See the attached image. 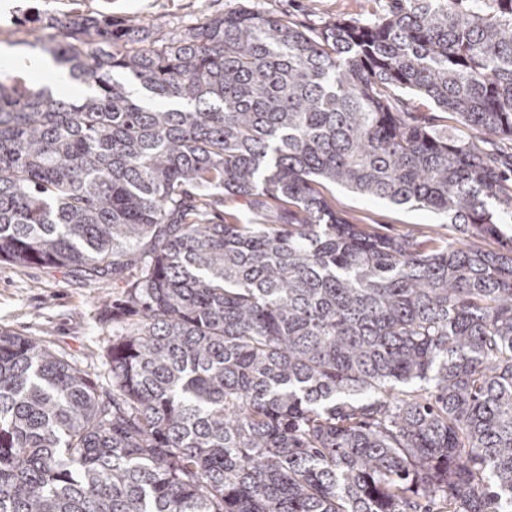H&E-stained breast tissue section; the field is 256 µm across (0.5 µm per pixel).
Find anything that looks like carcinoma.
Returning <instances> with one entry per match:
<instances>
[{"instance_id":"cac0c4a2","label":"carcinoma","mask_w":512,"mask_h":512,"mask_svg":"<svg viewBox=\"0 0 512 512\" xmlns=\"http://www.w3.org/2000/svg\"><path fill=\"white\" fill-rule=\"evenodd\" d=\"M42 22L89 92L0 77V263L135 266L138 319L106 388L0 329V512H512V246L478 243L512 220V0ZM330 205L351 224H371L381 233H406L418 229L439 232L448 238L457 236L445 215L426 209L397 206L387 201L371 199L342 187L325 184L320 188Z\"/></svg>"}]
</instances>
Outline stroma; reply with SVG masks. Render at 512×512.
Masks as SVG:
<instances>
[{"label":"stroma","mask_w":512,"mask_h":512,"mask_svg":"<svg viewBox=\"0 0 512 512\" xmlns=\"http://www.w3.org/2000/svg\"><path fill=\"white\" fill-rule=\"evenodd\" d=\"M243 7L284 14L311 27L336 16L365 18L376 9L374 0H0V52L10 51L18 59H43L33 43L39 37H53L54 32L42 27L39 16L74 8L115 21L149 23L169 32ZM321 191L353 224H368L388 234L418 229L449 238L457 235L445 215L431 210L397 206L339 186L325 185ZM122 294V282L108 276L38 264L0 266V328L49 340L104 384L109 380L106 346L113 336L124 333L129 321L128 316L112 311L113 301Z\"/></svg>","instance_id":"1"}]
</instances>
